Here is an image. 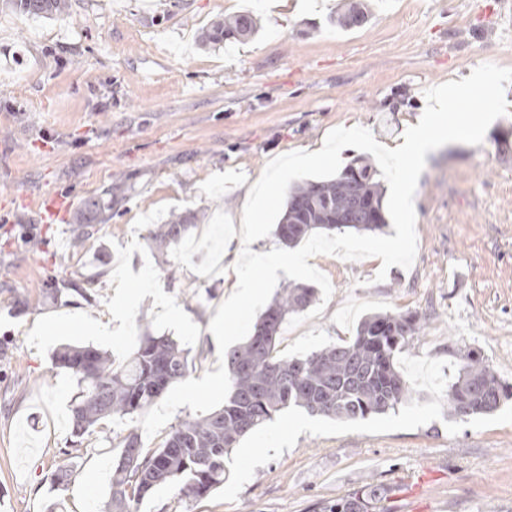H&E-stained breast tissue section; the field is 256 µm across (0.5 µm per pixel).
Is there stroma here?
<instances>
[{
    "mask_svg": "<svg viewBox=\"0 0 512 512\" xmlns=\"http://www.w3.org/2000/svg\"><path fill=\"white\" fill-rule=\"evenodd\" d=\"M346 2L70 0L51 19L0 5V512H46L62 466L61 512H99L108 497V439L63 453L77 380L53 364L56 348L120 360L148 330L189 349L191 378L216 371L223 271L244 246L245 190L271 159L338 127L400 142L427 88L484 63L512 68L502 0H365L368 23L344 30L332 20ZM247 9L254 38L203 44ZM49 195L68 205L51 224ZM90 199L106 221L83 238L73 218ZM414 209V263L383 281L376 257L310 258L333 293L279 345L302 356L351 339L365 315L418 313L397 355L411 400L348 422L285 411L228 454L223 486L196 499L168 484L136 512H320L367 485L388 490V512H512V400L464 421L443 404L470 351L512 384V112L480 145L429 152ZM174 213L215 236L156 253L146 229ZM63 283L76 291L50 297Z\"/></svg>",
    "mask_w": 512,
    "mask_h": 512,
    "instance_id": "1",
    "label": "stroma"
}]
</instances>
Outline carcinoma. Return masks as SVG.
Listing matches in <instances>:
<instances>
[{
    "instance_id": "carcinoma-1",
    "label": "carcinoma",
    "mask_w": 512,
    "mask_h": 512,
    "mask_svg": "<svg viewBox=\"0 0 512 512\" xmlns=\"http://www.w3.org/2000/svg\"><path fill=\"white\" fill-rule=\"evenodd\" d=\"M5 5L43 18L64 16L69 10V0H5ZM357 17L366 22L370 13L352 0L336 25L354 28ZM257 31V18L242 12L216 23L204 41L244 42ZM386 224L378 170L370 161L356 158L334 178L292 185L275 235L294 247L320 231L377 232ZM189 229L182 217L174 216L165 224L149 225L147 238L164 255L177 249ZM315 298L316 288L304 284H288L276 293L246 341L224 355L230 391L221 408L180 422L153 451L144 450L134 429L118 441L104 512H132L133 506L173 481L187 497L207 495L224 485V458L232 448L288 409L354 421L386 414L409 401L412 390L396 365V355L419 332L422 316L367 315L348 341L302 357L281 355L282 326ZM52 359L77 379L69 416L78 445L107 420L147 411L188 375L191 366L189 351L177 340L151 333L141 336L137 349L120 362L90 345H62ZM511 399L512 385L469 352L448 385L445 405L449 416L464 420L490 414ZM383 501L377 489L365 486L323 506V512H378Z\"/></svg>"
}]
</instances>
